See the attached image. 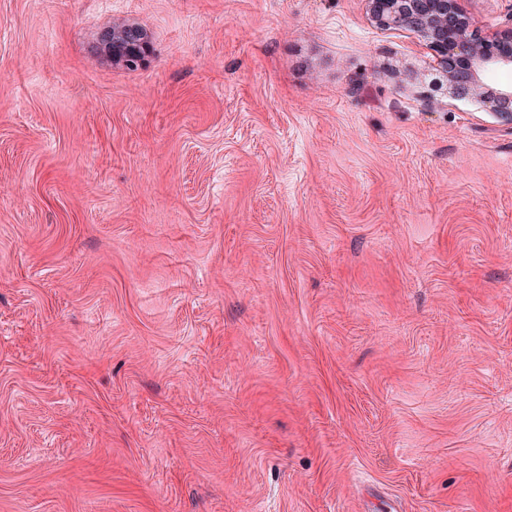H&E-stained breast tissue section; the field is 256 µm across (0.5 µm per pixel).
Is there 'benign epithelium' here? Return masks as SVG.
<instances>
[{
    "mask_svg": "<svg viewBox=\"0 0 512 512\" xmlns=\"http://www.w3.org/2000/svg\"><path fill=\"white\" fill-rule=\"evenodd\" d=\"M371 19L384 29H404L435 53L450 88L459 96L487 102L502 121L512 124V84L489 88L487 71L512 68V30L494 40L480 37L457 0H366ZM114 61L132 63L147 46L145 32L133 25L114 26L102 39Z\"/></svg>",
    "mask_w": 512,
    "mask_h": 512,
    "instance_id": "obj_1",
    "label": "benign epithelium"
}]
</instances>
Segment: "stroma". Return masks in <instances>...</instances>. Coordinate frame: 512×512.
<instances>
[{"instance_id":"35a3bbf8","label":"stroma","mask_w":512,"mask_h":512,"mask_svg":"<svg viewBox=\"0 0 512 512\" xmlns=\"http://www.w3.org/2000/svg\"><path fill=\"white\" fill-rule=\"evenodd\" d=\"M388 507L512 512V125L365 0H0V512ZM102 42L104 52L112 56V61L132 63L144 54L147 36L137 26H112V32H107Z\"/></svg>"}]
</instances>
